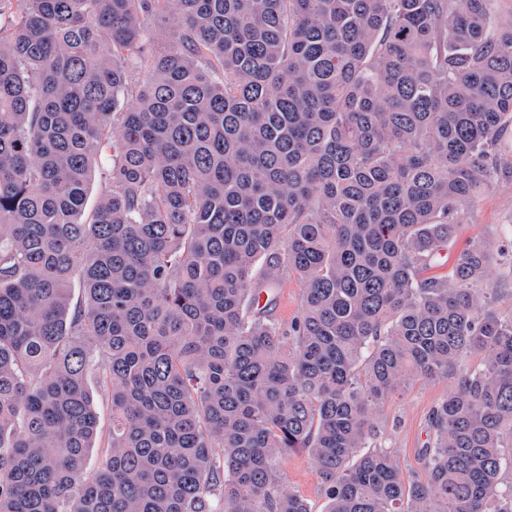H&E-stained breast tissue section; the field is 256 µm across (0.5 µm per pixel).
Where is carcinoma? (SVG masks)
Returning <instances> with one entry per match:
<instances>
[{
	"label": "carcinoma",
	"instance_id": "carcinoma-1",
	"mask_svg": "<svg viewBox=\"0 0 512 512\" xmlns=\"http://www.w3.org/2000/svg\"><path fill=\"white\" fill-rule=\"evenodd\" d=\"M503 2L0 0V512H311L299 448L326 512H512L490 246L433 272L512 179ZM417 379L451 387L409 482L380 414ZM302 286L293 277L280 288L278 301L273 308V316L284 326H288L292 318L297 315ZM89 385L93 395L94 407L96 409L99 427L105 435L112 423V410L109 400L105 397L99 388L96 372L93 370L89 375ZM285 487L306 498L312 512H323L326 499L320 490V481L315 463L309 450H297L280 463Z\"/></svg>",
	"mask_w": 512,
	"mask_h": 512
}]
</instances>
